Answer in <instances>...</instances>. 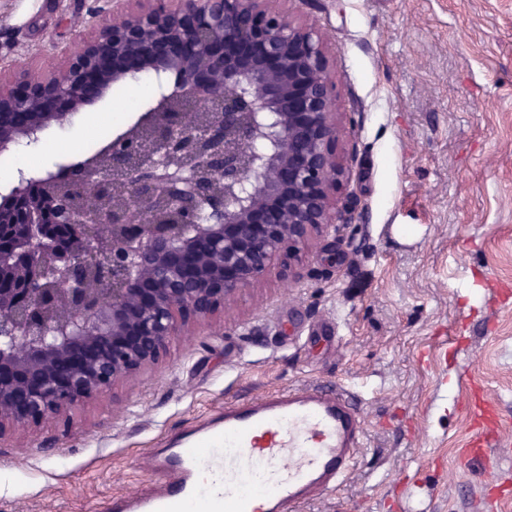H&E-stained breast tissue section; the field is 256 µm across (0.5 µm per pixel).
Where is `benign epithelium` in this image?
Masks as SVG:
<instances>
[{
	"label": "benign epithelium",
	"instance_id": "1",
	"mask_svg": "<svg viewBox=\"0 0 512 512\" xmlns=\"http://www.w3.org/2000/svg\"><path fill=\"white\" fill-rule=\"evenodd\" d=\"M281 0H95L50 73L0 78V151L129 77L153 104L93 155L0 195V438L61 419L191 341L336 232V62ZM112 290L88 288L80 256Z\"/></svg>",
	"mask_w": 512,
	"mask_h": 512
}]
</instances>
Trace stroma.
<instances>
[{
	"label": "stroma",
	"mask_w": 512,
	"mask_h": 512,
	"mask_svg": "<svg viewBox=\"0 0 512 512\" xmlns=\"http://www.w3.org/2000/svg\"><path fill=\"white\" fill-rule=\"evenodd\" d=\"M86 0H0V61L45 72L89 32ZM336 61L335 236L197 325L113 397L0 439V512H109L150 493L142 466L169 433L224 403L290 387L356 392L362 455L336 492L296 512H512V0H287ZM133 94L116 121L110 98ZM67 127L0 152L47 171L94 154L151 103L118 84ZM497 405L489 465L466 463L475 389Z\"/></svg>",
	"instance_id": "35a3bbf8"
}]
</instances>
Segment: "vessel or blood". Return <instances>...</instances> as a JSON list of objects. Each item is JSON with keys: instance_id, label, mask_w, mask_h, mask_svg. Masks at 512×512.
<instances>
[{"instance_id": "obj_1", "label": "vessel or blood", "mask_w": 512, "mask_h": 512, "mask_svg": "<svg viewBox=\"0 0 512 512\" xmlns=\"http://www.w3.org/2000/svg\"><path fill=\"white\" fill-rule=\"evenodd\" d=\"M499 419L490 403L473 415L466 458L496 457L489 436ZM364 437V421L345 389L303 387L228 402L208 424L150 449L156 492L117 512H192L216 502L227 512H292L336 491Z\"/></svg>"}]
</instances>
